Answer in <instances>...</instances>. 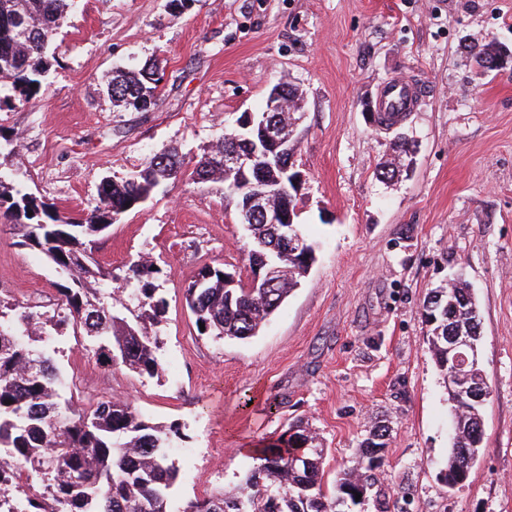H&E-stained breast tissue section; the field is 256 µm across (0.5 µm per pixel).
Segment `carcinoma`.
<instances>
[{
  "mask_svg": "<svg viewBox=\"0 0 512 512\" xmlns=\"http://www.w3.org/2000/svg\"><path fill=\"white\" fill-rule=\"evenodd\" d=\"M66 0H0V87L8 86L24 100L42 88L55 55L51 52ZM468 54L487 70L499 49L471 45ZM161 77L153 65L138 71L117 70L106 90L115 102L137 111L157 105ZM237 125L224 128L218 150L204 155L193 171L200 182L224 184V194L244 209L239 186L224 174V153L241 147L235 140ZM292 154L262 168L251 180L270 187L288 188V162ZM177 176L176 156L161 152L148 158L136 178L105 179L94 206L81 218L66 216L58 208L15 185L17 174L0 173V214L17 231L16 244L37 250L61 270V304L40 312L0 299V512H174L170 490L178 470L167 452L168 429L147 423L128 400L101 399L76 408L62 399L65 379L52 348L55 338L68 330L85 336L101 363L123 366L154 376L161 368L158 334L166 307L159 289L148 281L150 260L139 258L128 266L125 281L141 284L125 298L111 288L112 271L93 256L95 237L113 224V217L131 210L129 204L148 198L160 185L155 169ZM246 252L250 273L261 258L275 267L278 287L254 288L240 273L231 283L224 270L203 266L185 290V302L205 330L201 336L247 339L258 334L279 310L292 289L308 273L314 249L293 253L275 239L272 225L253 216L247 229ZM423 310L428 321V341L436 366L448 383V326L467 331L480 343L477 304L467 285L431 291ZM455 441L445 469L454 479L478 458L481 446L467 437L484 431L482 404L455 411ZM296 435L309 441L301 448L282 433L257 452L244 482L224 492L196 499L182 512H343L336 501L349 496L357 481L366 494L376 484L372 461L382 458L388 428L378 426L373 437L360 445L354 465L324 482L326 449L309 428L298 426ZM33 479L40 489L13 498L6 489L22 479Z\"/></svg>",
  "mask_w": 512,
  "mask_h": 512,
  "instance_id": "carcinoma-1",
  "label": "carcinoma"
}]
</instances>
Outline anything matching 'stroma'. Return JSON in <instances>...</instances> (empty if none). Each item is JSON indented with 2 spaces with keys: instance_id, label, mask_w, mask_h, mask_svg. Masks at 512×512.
I'll list each match as a JSON object with an SVG mask.
<instances>
[{
  "instance_id": "obj_1",
  "label": "stroma",
  "mask_w": 512,
  "mask_h": 512,
  "mask_svg": "<svg viewBox=\"0 0 512 512\" xmlns=\"http://www.w3.org/2000/svg\"><path fill=\"white\" fill-rule=\"evenodd\" d=\"M512 50V0H78L55 38L42 91L0 108V171L63 213H87L103 179L124 178L177 149L184 176L160 185L98 238L94 256L124 290L143 256L166 299L162 372L99 364L83 338L60 337L57 363L77 407L121 396L171 427L172 505L239 484L257 448L308 421L328 450L325 477L351 467L377 425L389 436L376 497L357 512H512V65L484 71L467 46ZM158 59L156 106H118L115 69ZM421 89L399 131L368 121L384 83ZM304 116L292 161L304 185L298 221L315 250L308 275L258 335H198L184 293L210 265L249 277L246 232L220 183L191 173L226 124L258 111L278 83ZM396 163L393 179L378 177ZM462 275L480 311L482 368L492 389L479 460L463 485L439 479L452 413L422 305ZM63 276L18 247L0 216V298L55 307Z\"/></svg>"
}]
</instances>
